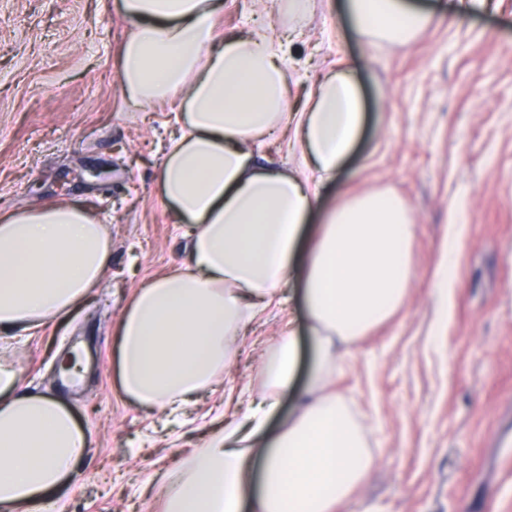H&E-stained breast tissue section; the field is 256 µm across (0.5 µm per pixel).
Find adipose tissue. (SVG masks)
<instances>
[{
    "mask_svg": "<svg viewBox=\"0 0 512 512\" xmlns=\"http://www.w3.org/2000/svg\"><path fill=\"white\" fill-rule=\"evenodd\" d=\"M356 35L405 43L436 19L419 0H343ZM130 32L119 80L134 104L173 102L179 134L160 172L163 198L187 225L182 267L137 289L117 331L120 388L148 409L178 411L223 373L238 333L284 288L299 285L317 352L300 408L280 416L299 362L294 333L271 346L263 386L234 422L162 477L165 512H339L372 458L344 402L323 394L335 342L363 335L401 303L413 226L397 197L368 192L320 209L358 142L364 99L348 67L324 73L289 110L281 40L217 37L223 0H121ZM291 123L305 171L253 151ZM321 221L306 226L313 211ZM106 224L82 202L0 215V335L25 336L87 300L111 258ZM0 361V512H53V492L88 443L59 399L19 389ZM276 431H269L271 419Z\"/></svg>",
    "mask_w": 512,
    "mask_h": 512,
    "instance_id": "1",
    "label": "adipose tissue"
}]
</instances>
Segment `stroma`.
Wrapping results in <instances>:
<instances>
[{
	"mask_svg": "<svg viewBox=\"0 0 512 512\" xmlns=\"http://www.w3.org/2000/svg\"><path fill=\"white\" fill-rule=\"evenodd\" d=\"M130 26L116 0H0V210L61 199L109 226L112 257L90 301L57 327L0 342L22 387L61 399L89 448L54 494L56 512H162L160 476L261 388L266 349L314 344L300 303L248 325L211 388L180 419L119 390L114 330L141 284L185 259L158 171L170 104L122 94L118 49ZM285 36L274 0H224L218 35ZM292 102L326 67H357L368 124L322 207L365 192L401 199L414 226L401 307L336 345L328 391L343 396L374 463L345 512H512V0L466 21L437 19L412 41L356 36L336 0L313 12L286 55ZM447 287L435 284L447 242Z\"/></svg>",
	"mask_w": 512,
	"mask_h": 512,
	"instance_id": "35a3bbf8",
	"label": "stroma"
}]
</instances>
